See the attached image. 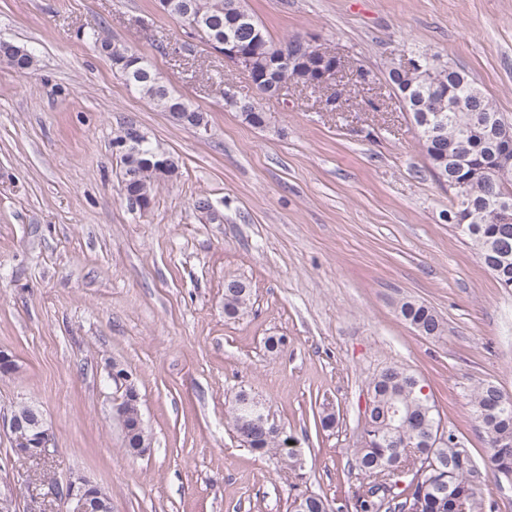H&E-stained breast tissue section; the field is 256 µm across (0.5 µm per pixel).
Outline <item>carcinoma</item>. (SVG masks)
Segmentation results:
<instances>
[{
	"instance_id": "obj_1",
	"label": "carcinoma",
	"mask_w": 512,
	"mask_h": 512,
	"mask_svg": "<svg viewBox=\"0 0 512 512\" xmlns=\"http://www.w3.org/2000/svg\"><path fill=\"white\" fill-rule=\"evenodd\" d=\"M177 20L183 12L198 16L204 23L199 35L209 45L217 38L238 41L244 52L254 56L260 68L262 83L258 90L267 97H277L292 79L284 54L303 39L295 35L278 44L267 35L247 5V0H173ZM94 46L110 59L117 71L128 79L150 100L168 112L178 123L194 128L207 127L202 112L184 99L173 95L153 72L146 59L127 47L115 48L114 43L87 34ZM424 70L413 73L402 83L394 80L393 70H387V82L409 112L418 131L422 151L436 181L448 188L451 196L448 209L455 207L453 190V163L464 162L476 172L469 185V220L463 231L476 247L479 255L502 288L512 289V218L497 221L489 204L500 197L512 198V169L499 175L484 172L491 151L486 132L471 128L475 113H486L500 129L512 130V122L497 111L470 73L454 62H444L440 56L421 54ZM240 113H247L245 121L256 127L258 116H267L251 102L240 105L225 103ZM155 150L138 135L122 153L125 167L123 190L125 196L136 194L141 208L150 205L157 180L145 170L139 180L128 177L131 158L144 157ZM250 289L239 280L224 283V315L236 318L248 306ZM399 316L419 334L439 338L445 326L427 305L402 300L398 303ZM370 405L362 426L360 442L352 449L349 466L361 476L354 495V512H458L459 501H465L466 512H494L495 504L483 494L485 477L481 470H464L456 465L459 455L468 452L453 430L438 447H431V437L441 426V417L435 403L423 393L419 378L407 368L393 364L376 374L369 383ZM249 393L241 391L235 398L230 419L233 430L245 436L252 450L273 453L289 470L302 469L304 461L293 449V441L285 430L277 433L268 428L237 418L239 403ZM476 427L484 434L490 450L489 462L498 479L512 484V397L505 395L492 382L479 383L467 394ZM410 472L407 485L414 486L410 497L400 493L386 495L383 487L396 484L400 477L391 468ZM303 512H333L329 500L318 494L300 493Z\"/></svg>"
}]
</instances>
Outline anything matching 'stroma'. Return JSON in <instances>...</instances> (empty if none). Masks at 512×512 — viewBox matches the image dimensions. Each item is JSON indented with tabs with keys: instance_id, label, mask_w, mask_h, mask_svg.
<instances>
[{
	"instance_id": "1",
	"label": "stroma",
	"mask_w": 512,
	"mask_h": 512,
	"mask_svg": "<svg viewBox=\"0 0 512 512\" xmlns=\"http://www.w3.org/2000/svg\"><path fill=\"white\" fill-rule=\"evenodd\" d=\"M248 6L273 41L312 37L342 57L335 109L293 82L259 96L156 0H0V38L38 59L23 76L0 65V349L16 363L0 405H37L54 437L40 465L0 431V492L13 491L16 512H61L49 484L77 475L111 495L112 512H289L302 492L348 502L369 381L398 364L423 378L496 512H512L465 398L482 381L512 395V290L448 223L449 192L384 80L393 62L435 52L512 120V0ZM94 29L146 56L206 128L176 124L113 71L85 37ZM228 82L266 126L225 108ZM130 130L179 168L145 210L121 190ZM200 194L218 220L194 209ZM230 279L251 289L235 319L224 315ZM405 298L434 309L444 336L404 322ZM271 336L287 338L280 354ZM114 363L129 384L109 378ZM129 385L152 438L137 456L112 419ZM242 390L294 437L302 470L242 445L229 423ZM326 410L329 431L315 424Z\"/></svg>"
}]
</instances>
